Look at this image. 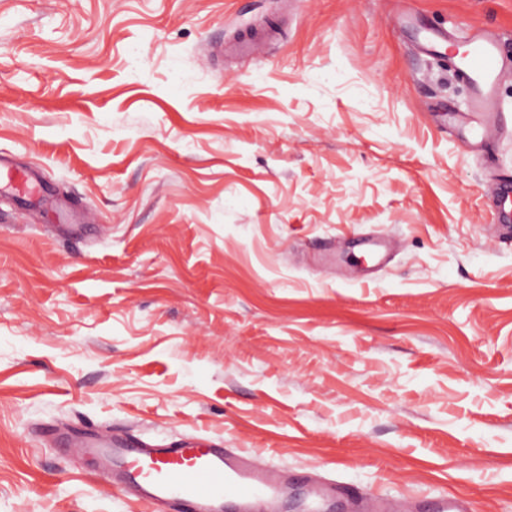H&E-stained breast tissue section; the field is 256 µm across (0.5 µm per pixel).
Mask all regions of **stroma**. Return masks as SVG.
I'll use <instances>...</instances> for the list:
<instances>
[{
  "instance_id": "stroma-1",
  "label": "stroma",
  "mask_w": 512,
  "mask_h": 512,
  "mask_svg": "<svg viewBox=\"0 0 512 512\" xmlns=\"http://www.w3.org/2000/svg\"><path fill=\"white\" fill-rule=\"evenodd\" d=\"M398 10L512 54V0H0V512H150L78 430L512 512V74L473 152Z\"/></svg>"
}]
</instances>
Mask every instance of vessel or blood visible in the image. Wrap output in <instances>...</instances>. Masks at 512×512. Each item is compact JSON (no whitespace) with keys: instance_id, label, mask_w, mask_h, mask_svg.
Instances as JSON below:
<instances>
[{"instance_id":"obj_1","label":"vessel or blood","mask_w":512,"mask_h":512,"mask_svg":"<svg viewBox=\"0 0 512 512\" xmlns=\"http://www.w3.org/2000/svg\"><path fill=\"white\" fill-rule=\"evenodd\" d=\"M458 72L471 87L470 114L465 125L472 137H482L498 115L497 86L512 63L504 62L498 43L483 34L470 37L453 56ZM68 451L98 461V475L122 492L134 491L152 512L178 505L182 512H270L287 480L275 466L254 454L204 443L117 444L92 438L75 442L59 436ZM357 512H409L410 500H388L373 494L357 501Z\"/></svg>"}]
</instances>
